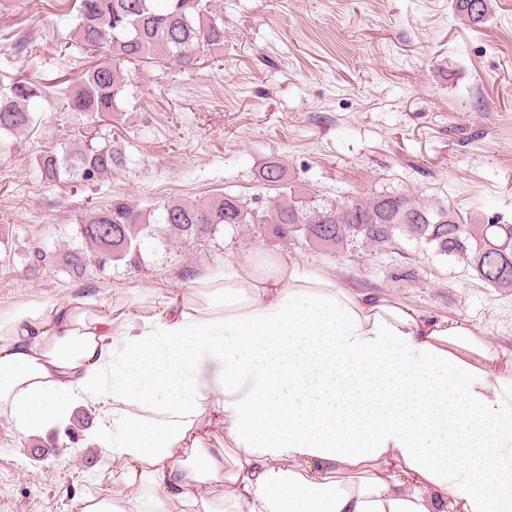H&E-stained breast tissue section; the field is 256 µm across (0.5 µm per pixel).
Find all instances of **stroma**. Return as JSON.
<instances>
[{"instance_id":"35a3bbf8","label":"stroma","mask_w":512,"mask_h":512,"mask_svg":"<svg viewBox=\"0 0 512 512\" xmlns=\"http://www.w3.org/2000/svg\"><path fill=\"white\" fill-rule=\"evenodd\" d=\"M218 4L222 57L202 54L191 69L136 68L111 120L92 128L50 94L41 124L0 154V318L46 301L188 292L199 275L259 249L467 319L511 350L512 292L402 236L388 249L359 242L334 256L259 224L181 241L159 230L138 263L67 270L61 255L82 248L77 220L87 204L121 195L155 207L226 193L256 207L275 195L256 181L272 160L294 186L326 199L409 191L512 223V0H494L477 32L452 0ZM76 24L72 0H0V85L59 77L71 90L82 66L60 47ZM86 137L119 142L123 166L95 183L36 178L40 154ZM111 419L105 407L83 405L65 428L31 436L0 418V512H76L75 496L102 492L112 458L92 434Z\"/></svg>"}]
</instances>
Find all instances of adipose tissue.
<instances>
[{
  "instance_id": "obj_1",
  "label": "adipose tissue",
  "mask_w": 512,
  "mask_h": 512,
  "mask_svg": "<svg viewBox=\"0 0 512 512\" xmlns=\"http://www.w3.org/2000/svg\"><path fill=\"white\" fill-rule=\"evenodd\" d=\"M87 402L114 469L77 512H512V350L261 250L147 309L0 320V417Z\"/></svg>"
}]
</instances>
